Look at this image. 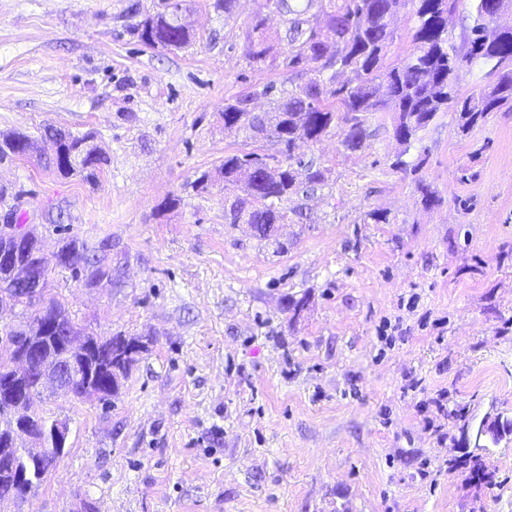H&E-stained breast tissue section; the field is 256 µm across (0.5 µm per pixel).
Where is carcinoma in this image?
I'll list each match as a JSON object with an SVG mask.
<instances>
[{
    "instance_id": "obj_1",
    "label": "carcinoma",
    "mask_w": 512,
    "mask_h": 512,
    "mask_svg": "<svg viewBox=\"0 0 512 512\" xmlns=\"http://www.w3.org/2000/svg\"><path fill=\"white\" fill-rule=\"evenodd\" d=\"M457 0H262L246 35L248 55L256 63L288 72V84L263 87L264 96L277 94L271 112H249L245 94L224 101V128L244 129L254 139H271L278 154L257 152L224 156L218 175L224 184L243 183V194L224 201L227 224H249L257 237L266 239L273 224H283L288 211L281 204L299 192H308L326 181V169L295 154L297 142H314L337 129L344 150L357 153L367 140L366 114L393 112L394 137L407 144L419 130L441 112L457 114L458 126L467 133L479 126L492 112L512 109V25L501 22L503 0H473V25L464 30L460 41L451 38ZM412 5L416 17L412 52L385 64L386 49L395 41L389 18ZM181 11L180 0H165L162 11L140 20L135 30L140 40L151 47H181L191 40V32L175 24ZM278 14L283 28L272 35L266 27V14ZM291 46L287 56L277 50L278 42ZM491 66L489 81L467 92L461 91L464 69L475 62ZM311 71L314 76L298 83L296 79ZM344 71L354 74L346 83L338 81ZM44 135L59 138L60 150L45 159L44 167L64 175L84 173L96 178V171L107 163L93 144L92 132L74 134L52 127ZM30 139L13 133L0 139V158L20 157L17 142ZM84 248L72 236L45 260L44 272L51 266L65 265L64 258ZM87 281L109 277L102 259L86 256L83 269ZM13 297V304L35 308L25 326L9 329L4 342L22 350L35 344L65 360L58 337L72 331L99 344L91 353V372L77 383L75 398L80 401L110 398L119 382L131 370L136 358L121 357L125 345L121 336L103 339L83 333L72 323L65 308L51 300L39 308L26 298L8 267L0 266V296ZM57 326V331H41V338L28 339L37 325ZM26 401L17 410L18 419L47 423V418L32 413L34 402L42 398L32 378L25 385Z\"/></svg>"
}]
</instances>
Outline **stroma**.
Listing matches in <instances>:
<instances>
[{
  "label": "stroma",
  "mask_w": 512,
  "mask_h": 512,
  "mask_svg": "<svg viewBox=\"0 0 512 512\" xmlns=\"http://www.w3.org/2000/svg\"><path fill=\"white\" fill-rule=\"evenodd\" d=\"M259 6L185 0L191 43L153 48L134 27L162 0H0V132L34 140L0 159V215L45 253L67 235L102 252L111 278L58 267L48 296L142 346L108 403H36L68 441L0 512H512V434L473 437L512 419V112L466 133L443 112L407 144L374 112L361 152L300 144L329 180L288 201L308 221L259 239L224 221L239 187L195 185L275 150L224 128L225 99L267 111L260 89L288 80L248 56ZM46 126L95 133V180L39 165Z\"/></svg>",
  "instance_id": "1"
}]
</instances>
